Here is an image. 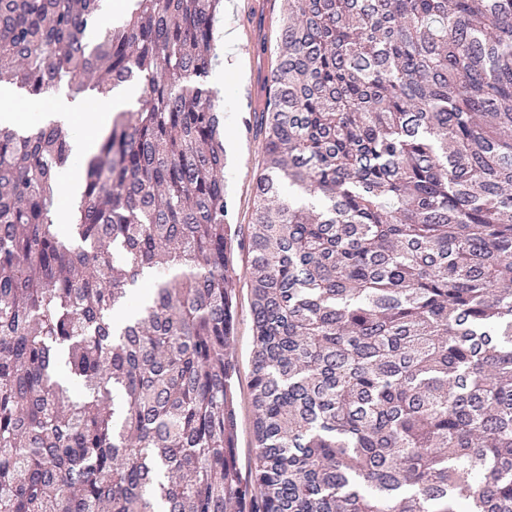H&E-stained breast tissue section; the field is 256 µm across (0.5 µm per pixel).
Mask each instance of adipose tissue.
<instances>
[{"mask_svg":"<svg viewBox=\"0 0 512 512\" xmlns=\"http://www.w3.org/2000/svg\"><path fill=\"white\" fill-rule=\"evenodd\" d=\"M130 98V92L115 90L98 98L87 115L82 114L78 107L65 98L55 99L52 108L58 112L63 127L70 136L74 155L83 156L90 151L95 133L107 127L116 111L123 108Z\"/></svg>","mask_w":512,"mask_h":512,"instance_id":"ef3b65f1","label":"adipose tissue"}]
</instances>
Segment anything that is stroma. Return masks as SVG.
<instances>
[{
  "label": "stroma",
  "instance_id": "1",
  "mask_svg": "<svg viewBox=\"0 0 512 512\" xmlns=\"http://www.w3.org/2000/svg\"><path fill=\"white\" fill-rule=\"evenodd\" d=\"M257 0H224V11L217 27L231 26L238 38L239 53L227 60L231 74L213 83L217 104L223 105L227 125L224 133V189L235 205V239L228 266V281L237 299L236 337L231 348L238 362L236 381L238 401L237 462L242 478L251 475L256 453L252 432L250 396L253 329L247 245L253 195L263 171V135L255 109L265 97V82L276 50V35L285 21L281 0H267L263 14H252Z\"/></svg>",
  "mask_w": 512,
  "mask_h": 512
}]
</instances>
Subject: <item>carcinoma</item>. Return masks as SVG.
<instances>
[{
    "label": "carcinoma",
    "instance_id": "obj_1",
    "mask_svg": "<svg viewBox=\"0 0 512 512\" xmlns=\"http://www.w3.org/2000/svg\"><path fill=\"white\" fill-rule=\"evenodd\" d=\"M223 9L0 0V87L142 86L65 233L68 135L0 127V512H512V0H285L246 484Z\"/></svg>",
    "mask_w": 512,
    "mask_h": 512
}]
</instances>
